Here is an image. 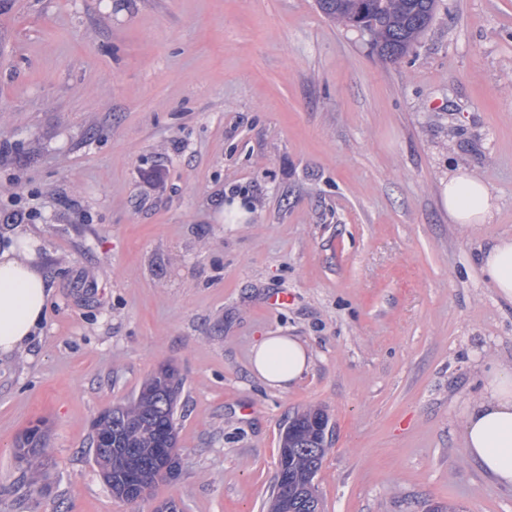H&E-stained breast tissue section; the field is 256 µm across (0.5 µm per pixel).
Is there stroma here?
I'll use <instances>...</instances> for the list:
<instances>
[{
  "mask_svg": "<svg viewBox=\"0 0 512 512\" xmlns=\"http://www.w3.org/2000/svg\"><path fill=\"white\" fill-rule=\"evenodd\" d=\"M459 170L490 223L449 219ZM21 230L52 293L0 356V512H269L309 407L322 512H512L461 440L512 364V303L478 265L512 236V0H438L394 61L316 0H0V251ZM268 334L310 353L288 389L250 370ZM164 365L179 470L127 503L92 424ZM36 425L35 479L13 448Z\"/></svg>",
  "mask_w": 512,
  "mask_h": 512,
  "instance_id": "35a3bbf8",
  "label": "stroma"
}]
</instances>
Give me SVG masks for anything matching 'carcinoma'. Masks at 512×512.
Segmentation results:
<instances>
[{"label":"carcinoma","instance_id":"cac0c4a2","mask_svg":"<svg viewBox=\"0 0 512 512\" xmlns=\"http://www.w3.org/2000/svg\"><path fill=\"white\" fill-rule=\"evenodd\" d=\"M329 18L347 25H363L371 42L388 57H401L434 17L437 0H318ZM183 379L171 368H161L143 384L136 398L103 411L93 423L92 446L106 452L96 458L110 473L115 495L128 494L132 485L153 488L176 475L175 414ZM328 416L321 410L296 415L281 443L279 469H286L293 487L287 492L274 484L271 512H319L318 496L308 490V475L320 469L326 453L323 426ZM27 449L26 467L43 466L45 443L39 428L18 441Z\"/></svg>","mask_w":512,"mask_h":512}]
</instances>
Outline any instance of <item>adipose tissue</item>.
I'll return each instance as SVG.
<instances>
[{"label": "adipose tissue", "instance_id": "adipose-tissue-1", "mask_svg": "<svg viewBox=\"0 0 512 512\" xmlns=\"http://www.w3.org/2000/svg\"><path fill=\"white\" fill-rule=\"evenodd\" d=\"M448 217L457 224H484L493 201L476 176L456 172L442 190ZM499 296L512 302V237L496 239L480 259ZM50 289L29 248L0 253V354L22 349L47 315ZM311 359L295 337L268 335L253 347L251 367L265 383L284 389L306 373ZM464 448L496 485L512 489V368L490 370L480 401L465 412Z\"/></svg>", "mask_w": 512, "mask_h": 512}]
</instances>
